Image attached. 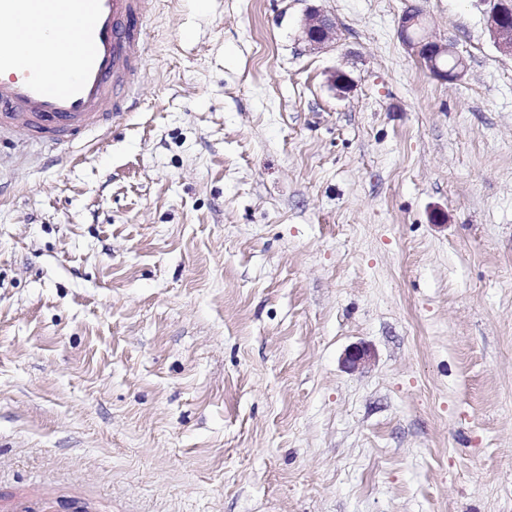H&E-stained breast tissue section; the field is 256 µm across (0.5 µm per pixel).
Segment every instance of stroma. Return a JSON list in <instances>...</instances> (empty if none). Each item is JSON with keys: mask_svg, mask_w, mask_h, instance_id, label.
Returning <instances> with one entry per match:
<instances>
[{"mask_svg": "<svg viewBox=\"0 0 512 512\" xmlns=\"http://www.w3.org/2000/svg\"><path fill=\"white\" fill-rule=\"evenodd\" d=\"M319 4L323 51L155 0L107 139L0 142L1 504L512 512V56L480 0ZM399 33L411 55L437 79L448 82L464 76L466 62L463 56L452 43L433 38L426 32L422 13L418 8H411L403 13L399 22ZM449 58L456 59V65L451 70L447 67L453 66V61H447V67L443 65ZM54 508V502L48 496L33 501L28 495H24L9 506V512H56Z\"/></svg>", "mask_w": 512, "mask_h": 512, "instance_id": "1", "label": "stroma"}]
</instances>
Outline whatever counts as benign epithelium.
<instances>
[{
  "label": "benign epithelium",
  "mask_w": 512,
  "mask_h": 512,
  "mask_svg": "<svg viewBox=\"0 0 512 512\" xmlns=\"http://www.w3.org/2000/svg\"><path fill=\"white\" fill-rule=\"evenodd\" d=\"M487 27L496 48L512 55V0H482ZM399 33L411 55L421 67L441 81L462 78L466 62L454 45L437 39L426 32L422 13L417 8L405 11L399 22ZM300 39L313 50H324L336 44V23L318 8L307 12L300 29ZM450 58L456 59L453 69L444 66ZM331 86L338 93H346L353 87V80L346 72L336 69L330 76Z\"/></svg>",
  "instance_id": "7a95c632"
}]
</instances>
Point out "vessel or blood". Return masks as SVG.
<instances>
[{"instance_id":"obj_1","label":"vessel or blood","mask_w":512,"mask_h":512,"mask_svg":"<svg viewBox=\"0 0 512 512\" xmlns=\"http://www.w3.org/2000/svg\"><path fill=\"white\" fill-rule=\"evenodd\" d=\"M152 0H0V133L68 144L125 119L137 71L139 23ZM41 35L38 68L16 51ZM10 512H55L51 498H17Z\"/></svg>"}]
</instances>
